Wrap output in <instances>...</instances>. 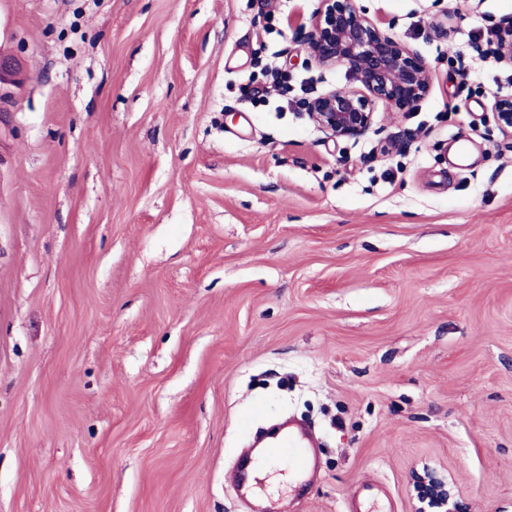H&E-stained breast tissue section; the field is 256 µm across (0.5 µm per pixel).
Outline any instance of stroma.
I'll list each match as a JSON object with an SVG mask.
<instances>
[{"label":"stroma","instance_id":"stroma-1","mask_svg":"<svg viewBox=\"0 0 512 512\" xmlns=\"http://www.w3.org/2000/svg\"><path fill=\"white\" fill-rule=\"evenodd\" d=\"M359 4L433 81L332 140L317 0H0V512H247L230 464L285 414L322 472L274 467L278 512L367 476L418 512L424 472L512 512V66L468 42L512 0Z\"/></svg>","mask_w":512,"mask_h":512}]
</instances>
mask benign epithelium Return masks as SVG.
Segmentation results:
<instances>
[{
    "label": "benign epithelium",
    "instance_id": "7a95c632",
    "mask_svg": "<svg viewBox=\"0 0 512 512\" xmlns=\"http://www.w3.org/2000/svg\"><path fill=\"white\" fill-rule=\"evenodd\" d=\"M304 48L315 66L347 68L358 83L355 89H332L306 103L314 126L336 139H358L374 123L373 104L382 102L394 110L412 108L429 91L432 73L425 61L411 53L382 27L366 16L357 0H318L304 37ZM500 63L512 65V33L500 34L493 52ZM18 63L0 56V95L9 96ZM494 118L499 130L512 136V99L496 103ZM421 498L445 508L452 494L432 477L418 479Z\"/></svg>",
    "mask_w": 512,
    "mask_h": 512
}]
</instances>
